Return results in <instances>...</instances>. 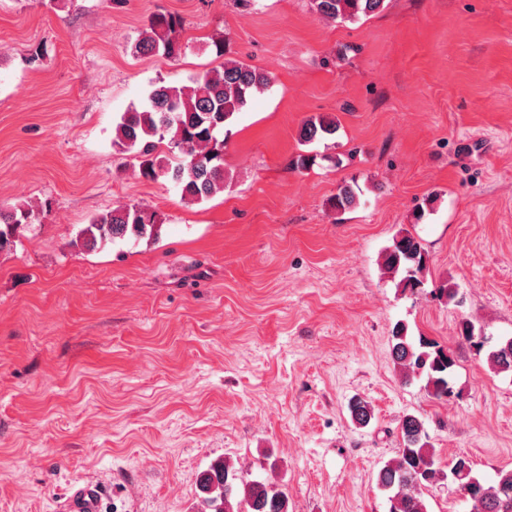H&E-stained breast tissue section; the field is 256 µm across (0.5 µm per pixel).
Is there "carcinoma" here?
Segmentation results:
<instances>
[{
  "label": "carcinoma",
  "mask_w": 512,
  "mask_h": 512,
  "mask_svg": "<svg viewBox=\"0 0 512 512\" xmlns=\"http://www.w3.org/2000/svg\"><path fill=\"white\" fill-rule=\"evenodd\" d=\"M384 0H312L314 10L332 20L368 17L383 8ZM181 17L159 12L152 15L148 28L133 46L138 56L157 54L175 57L182 51ZM271 77L258 67L228 58L222 69L206 72L191 86L155 84L147 101L123 113L115 129L113 145L139 158V175L146 181L161 176L178 187L181 199L200 203L224 191V125L241 111L257 92L265 90ZM338 130L336 121L325 117L305 120L299 140L312 143ZM167 142L172 157L157 152ZM359 201L350 184L337 189L330 205L346 211ZM50 202L40 205L23 203L0 207V251L13 247L24 226L36 211H49ZM161 219L146 207L121 204L91 218L79 232L77 242L93 250L117 239L137 240L158 236ZM428 255L420 239L400 232L383 254L385 273L400 277L399 285L415 291L424 285ZM460 336L475 354H485L489 367L497 372H512V345L490 346L480 340L474 323H460ZM392 356L406 383L424 379L428 395L446 401L454 394L451 374L456 365L454 353L425 336H412L404 323L391 331ZM353 421L366 425L371 408L365 401L349 403ZM401 443L394 458L377 474V486L387 493L389 512H428L423 495L428 488L451 478L460 494L470 502V512H512V469H501L493 480H484L474 472V464L458 455L444 472L436 451L428 441L424 422L406 415L400 423ZM198 512H288V498L277 484L269 480L250 479L227 461L209 466L198 484Z\"/></svg>",
  "instance_id": "1"
}]
</instances>
